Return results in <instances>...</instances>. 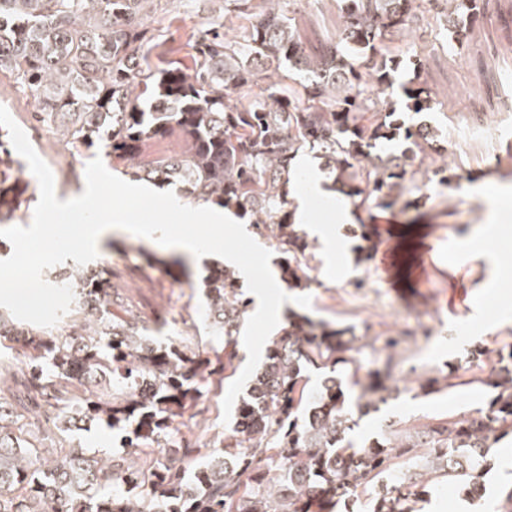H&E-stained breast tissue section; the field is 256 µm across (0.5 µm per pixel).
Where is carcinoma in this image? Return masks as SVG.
<instances>
[{
  "mask_svg": "<svg viewBox=\"0 0 512 512\" xmlns=\"http://www.w3.org/2000/svg\"><path fill=\"white\" fill-rule=\"evenodd\" d=\"M160 0H0V74L33 96L40 121L61 123L78 149L130 163L134 180L181 187L195 199L235 207L276 240L290 288L313 282L315 244L292 221L288 183L299 153L314 151L335 171L341 196L357 208H397L407 167L436 151L439 131L408 122L432 108L430 89L413 81L402 98L387 90L401 64L384 37L413 34L416 0H342L337 40L310 49L280 0H224V21H208L192 64L148 63L150 8ZM435 22L465 40L480 0H443ZM286 74L265 96L248 95L269 70ZM179 133L180 156L137 163L142 145ZM403 144L396 153L382 145ZM22 163L0 133V223L23 202ZM69 284L77 330L17 324L0 311V337L23 351L0 356V370L23 390L0 400V512H337L368 492L369 512H419L446 482L471 499L484 491L495 445L512 438V344L499 351L485 403L468 416L413 435L386 425L359 443L360 418L401 394L390 374L363 370L353 329L291 311L224 437L180 436L202 388L223 385L233 367V336L247 300L236 271L212 268L204 281V322L224 348L202 358L185 339L116 317L103 268H73L50 280ZM320 384L311 389V375ZM358 388L349 402L347 385ZM454 387L424 376L417 395ZM52 427L38 425L41 409ZM96 424L121 437L123 451L101 456L70 433ZM426 452L418 455L416 449ZM416 464L402 471L396 459Z\"/></svg>",
  "mask_w": 512,
  "mask_h": 512,
  "instance_id": "obj_1",
  "label": "carcinoma"
}]
</instances>
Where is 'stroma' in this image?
I'll use <instances>...</instances> for the list:
<instances>
[{
    "instance_id": "stroma-1",
    "label": "stroma",
    "mask_w": 512,
    "mask_h": 512,
    "mask_svg": "<svg viewBox=\"0 0 512 512\" xmlns=\"http://www.w3.org/2000/svg\"><path fill=\"white\" fill-rule=\"evenodd\" d=\"M340 6L341 0H285L302 40L315 50L335 35ZM217 9L213 0H163L148 20L156 42L151 64L173 54L186 58L202 23ZM511 9L512 0H489L485 26L474 29L464 45L442 29L406 42L396 78H418L432 91L435 105L423 118L439 129L447 184L415 176L406 184L408 210L365 209L360 224L337 225L335 247L320 245L314 252L311 287L288 289L269 317L249 313L236 338L234 374L218 394L203 399L205 411L197 421L207 436L232 426L266 347L281 336L292 310L353 328L363 364L390 370L392 383L402 387L400 398L382 413L361 420L358 439L378 436L387 419L413 434L467 415L486 398V388L476 380L486 376L498 350L512 344V83L483 82L479 75L489 47L506 32L503 16ZM416 54L426 58L419 70L411 64ZM0 105L22 109L18 124L31 145L58 149L65 174L54 182L58 200L82 194L88 156L77 153L56 127L37 122L34 100L7 75L0 76ZM388 222L397 224L410 260H417L421 248L431 249L422 278L406 270L389 278L374 261L362 260V244L378 251L386 243L376 236L362 241L361 226ZM240 225L243 234L212 235L211 252H238L252 271L251 284L242 288L248 299L268 292L281 255L270 235L248 220ZM174 255L165 241L147 243L116 232L94 263L109 265L112 290L124 301V319L149 326L161 321L165 333L182 334L206 348L222 345V337L213 335L198 314L210 259L192 257L183 268L173 264ZM389 336L398 338L396 348H385ZM426 375L449 376L453 387L442 395L414 396L416 380Z\"/></svg>"
}]
</instances>
